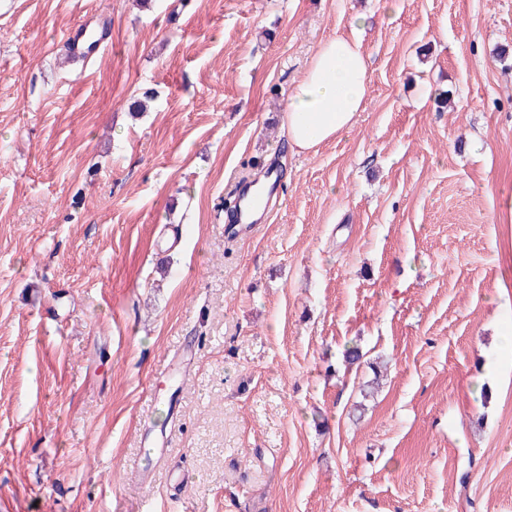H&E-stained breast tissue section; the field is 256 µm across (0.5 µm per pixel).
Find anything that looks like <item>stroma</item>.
<instances>
[{"label":"stroma","instance_id":"obj_1","mask_svg":"<svg viewBox=\"0 0 512 512\" xmlns=\"http://www.w3.org/2000/svg\"><path fill=\"white\" fill-rule=\"evenodd\" d=\"M358 17L364 109L291 152ZM510 196L512 0H0V512H512Z\"/></svg>","mask_w":512,"mask_h":512}]
</instances>
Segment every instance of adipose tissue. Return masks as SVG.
Here are the masks:
<instances>
[{"label": "adipose tissue", "instance_id": "1", "mask_svg": "<svg viewBox=\"0 0 512 512\" xmlns=\"http://www.w3.org/2000/svg\"><path fill=\"white\" fill-rule=\"evenodd\" d=\"M369 83L368 59L357 35L321 42L284 107L290 149L315 154L351 129L364 109Z\"/></svg>", "mask_w": 512, "mask_h": 512}]
</instances>
